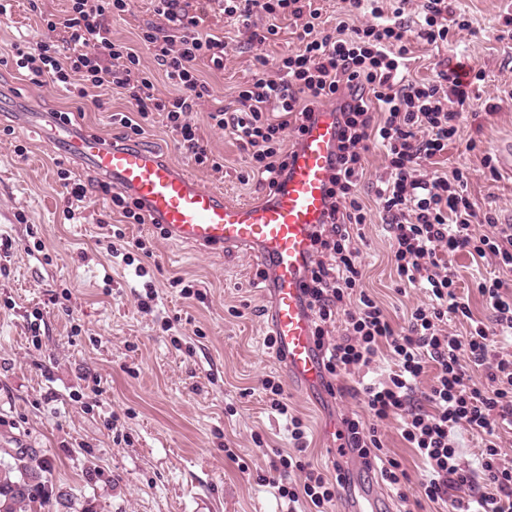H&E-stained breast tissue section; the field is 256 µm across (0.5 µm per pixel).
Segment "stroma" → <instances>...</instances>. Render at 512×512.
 Instances as JSON below:
<instances>
[{"instance_id":"1","label":"stroma","mask_w":512,"mask_h":512,"mask_svg":"<svg viewBox=\"0 0 512 512\" xmlns=\"http://www.w3.org/2000/svg\"><path fill=\"white\" fill-rule=\"evenodd\" d=\"M451 6L469 29L458 32L451 47L413 42L411 73L427 81L455 63L485 72L479 95L498 97L497 107L465 109L438 169H468L476 213L503 220L512 216V165L499 151L512 143V36L502 35L512 0H452ZM68 8V0H11L10 18L0 21V57L18 38L44 40L42 17ZM157 21L152 0H130L127 12L110 17L109 28L113 41L135 48L139 30ZM276 24L277 39L256 50L244 28L225 22V68L202 71L213 95L190 119L201 144L223 158V169L188 164L160 114L140 146L188 164L203 186L226 199L265 197L266 189L246 178L247 153L209 114L233 105L257 56L273 63L298 48L299 20L280 17ZM100 97V108L89 97L74 101L50 81L32 83L15 64H0V238L12 241L11 249L0 250V448L42 452L51 465L49 493L61 501L56 512H282L280 500L260 483L275 452L293 448L261 386L273 376L309 428L312 462L341 461L357 483H374L355 456L336 454L333 429L358 402L290 378L283 359L266 347L272 313L269 295L254 282L260 260L243 248L177 245L153 225L126 223L103 202L98 175L20 124L26 112H72L75 126L114 141L121 128L112 115L128 111L127 98L118 87ZM471 140L477 150H467ZM487 150L494 158L490 170L482 163ZM61 168L87 185L84 201L64 195ZM71 209L77 219H67ZM118 229L152 250L142 261L144 276L107 253ZM352 234L367 291L402 321L420 294L396 293L379 214ZM452 266L474 318L487 320L476 284L493 276V266L464 254ZM176 277L192 285L193 295L172 287ZM148 285L158 301L143 309L137 294ZM228 447L234 457L225 455Z\"/></svg>"}]
</instances>
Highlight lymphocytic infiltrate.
<instances>
[{"label":"lymphocytic infiltrate","instance_id":"lymphocytic-infiltrate-1","mask_svg":"<svg viewBox=\"0 0 512 512\" xmlns=\"http://www.w3.org/2000/svg\"><path fill=\"white\" fill-rule=\"evenodd\" d=\"M212 0H154L158 23L142 28L138 38L178 87L177 95L160 99L154 84L139 70L140 57L115 43L108 20L126 12L127 0H70L65 17L46 21L49 36L38 44L12 43L17 68L49 79L71 98L88 97L90 89H125L134 115L115 113L122 139L145 132L153 113H164L175 141L202 167L221 169L219 158L201 145L189 115L210 94L199 63L220 71L227 45L208 22ZM224 16L241 22L253 46L278 33L275 18L289 15L303 22L300 47L283 55L276 75L258 58L250 82L238 93L235 108L212 112L215 126L247 152L250 172L259 185L272 188L288 167L284 142L288 132L302 133L306 121L325 104L341 114L335 171L324 223L312 233V259L304 290L313 337L327 390L350 394L362 412L341 420L343 447L363 469L379 471L382 483L396 494L398 512H411L412 475L387 454L381 438L394 422L402 439L424 466L419 496L441 512H512V458L496 442L500 427L512 430V358L497 347L512 338V224L496 215H481L489 233L475 234L474 205L467 195L469 171L420 174L425 162L442 154L459 132L462 106L472 105L480 70L439 71L420 82L410 74L409 30L429 44L450 43L454 30L469 24L448 0H399L385 16L378 0H344L343 16L326 29L317 0H221ZM268 17L256 24L254 15ZM366 21L350 25L351 17ZM459 108L451 110L449 99ZM382 152L386 175L376 182L373 206L361 195L365 159ZM378 209L389 234L396 291L422 293L404 325H394L384 309L364 290L360 250L351 233ZM466 254L473 261L494 260L498 275L479 282L477 291L493 315V325L476 323L468 335L445 331L448 319H471L467 298L457 293L450 257ZM342 321L337 338L329 327ZM394 362L384 378L346 388L340 379L370 371L380 353ZM436 374L423 399L418 383L428 365ZM483 370L484 382L473 371ZM262 388L271 410L285 417L294 448L271 459L279 473L280 498L287 512H329L343 486L340 476L315 466L308 458L309 440L302 419L288 407L282 383L269 377ZM480 436L483 446L467 464L457 429Z\"/></svg>","mask_w":512,"mask_h":512}]
</instances>
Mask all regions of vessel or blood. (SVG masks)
I'll return each instance as SVG.
<instances>
[{"mask_svg":"<svg viewBox=\"0 0 512 512\" xmlns=\"http://www.w3.org/2000/svg\"><path fill=\"white\" fill-rule=\"evenodd\" d=\"M340 132L338 110L317 113L293 150L288 174L264 201H232L202 186L170 159L130 144H109L77 128L51 123L40 133L69 158L112 180L137 199L168 238L201 249L245 247L267 270L273 296L271 333L288 373L302 383L321 382L303 288L312 256V230L330 205V177ZM351 512H387L382 496L360 488Z\"/></svg>","mask_w":512,"mask_h":512,"instance_id":"b4317fda","label":"vessel or blood"}]
</instances>
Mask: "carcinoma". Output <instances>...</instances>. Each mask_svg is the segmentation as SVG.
<instances>
[{
  "mask_svg": "<svg viewBox=\"0 0 512 512\" xmlns=\"http://www.w3.org/2000/svg\"><path fill=\"white\" fill-rule=\"evenodd\" d=\"M50 470L33 448H0V512H52Z\"/></svg>",
  "mask_w": 512,
  "mask_h": 512,
  "instance_id": "carcinoma-1",
  "label": "carcinoma"
}]
</instances>
